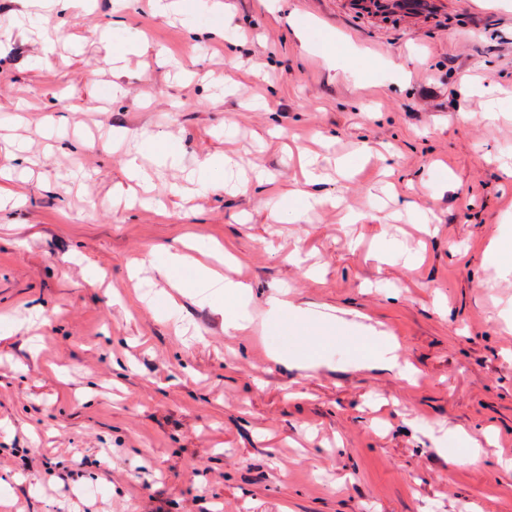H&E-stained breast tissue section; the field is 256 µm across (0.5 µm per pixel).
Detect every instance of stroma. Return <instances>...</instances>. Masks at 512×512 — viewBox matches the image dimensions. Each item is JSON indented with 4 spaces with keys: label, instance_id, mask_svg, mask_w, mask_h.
<instances>
[{
    "label": "stroma",
    "instance_id": "1",
    "mask_svg": "<svg viewBox=\"0 0 512 512\" xmlns=\"http://www.w3.org/2000/svg\"><path fill=\"white\" fill-rule=\"evenodd\" d=\"M214 1L187 0L189 28L148 0H0V512H512V251L488 248L512 220V0L418 24ZM300 19L380 69L355 85ZM227 21L235 41L207 37ZM126 41L141 51L113 62ZM170 143L180 167L130 201L128 156ZM304 151L331 204L277 223L265 202L301 187ZM219 154L224 186L198 191ZM186 238L198 258L223 245L248 311L284 288L365 315L416 382L350 368L341 336L312 372L191 298L148 309L131 267ZM451 426L482 463L436 447ZM454 438L461 442L466 448L464 452L459 456L458 462L461 464L477 465L483 459V453L481 446L472 440L463 428L454 427L448 428L443 436L435 439V444H441L445 439Z\"/></svg>",
    "mask_w": 512,
    "mask_h": 512
}]
</instances>
